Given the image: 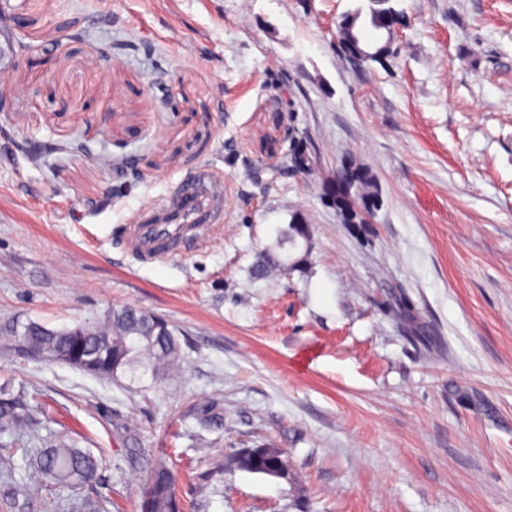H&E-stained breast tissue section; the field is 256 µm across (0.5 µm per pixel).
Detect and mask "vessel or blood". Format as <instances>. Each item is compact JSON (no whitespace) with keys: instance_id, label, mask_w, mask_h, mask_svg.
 <instances>
[{"instance_id":"b4317fda","label":"vessel or blood","mask_w":512,"mask_h":512,"mask_svg":"<svg viewBox=\"0 0 512 512\" xmlns=\"http://www.w3.org/2000/svg\"><path fill=\"white\" fill-rule=\"evenodd\" d=\"M223 221L224 181L204 166L161 202L141 207L127 234L143 257H170L189 250L211 225Z\"/></svg>"}]
</instances>
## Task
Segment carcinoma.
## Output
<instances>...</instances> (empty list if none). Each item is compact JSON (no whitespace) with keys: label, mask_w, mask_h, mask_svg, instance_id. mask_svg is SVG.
<instances>
[{"label":"carcinoma","mask_w":512,"mask_h":512,"mask_svg":"<svg viewBox=\"0 0 512 512\" xmlns=\"http://www.w3.org/2000/svg\"><path fill=\"white\" fill-rule=\"evenodd\" d=\"M392 0H368L366 8L358 7L342 15L336 37L349 38V22L361 16H385L398 19ZM350 194L335 193L331 200L346 224L360 223L357 208L364 204L381 206L372 173L352 159L349 162ZM310 229L302 219L283 227L274 225L268 243L252 274L256 279L271 280L291 269L307 266ZM13 337L23 345L39 351L52 361L63 362L98 377H115L128 371L151 374L157 378L180 367L181 346L175 330L161 317L140 308L124 306L109 309L102 315L77 322L72 327L48 328L30 321ZM204 429H220L224 416L214 404H205L194 414ZM32 421L30 409L20 394L0 388V434L15 435ZM28 471L50 480L60 488L81 487L94 490L101 460L88 448L74 442L59 441L41 449L34 457H25ZM177 499L175 478L163 461L156 462L143 484L140 512H173Z\"/></svg>","instance_id":"cac0c4a2"}]
</instances>
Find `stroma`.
<instances>
[{"instance_id": "obj_1", "label": "stroma", "mask_w": 512, "mask_h": 512, "mask_svg": "<svg viewBox=\"0 0 512 512\" xmlns=\"http://www.w3.org/2000/svg\"><path fill=\"white\" fill-rule=\"evenodd\" d=\"M357 4L0 0V385L34 415L0 444L91 449L100 512H139L160 459L185 512H512V0H393L399 52L361 68L336 46ZM292 134L308 173L276 168ZM348 156L382 196L363 226L328 198ZM205 165L223 223L142 259L126 225ZM296 215L306 270L250 277ZM124 305L176 330L179 372L97 377L6 334ZM266 442L292 482L210 478ZM24 480L0 473V512H82Z\"/></svg>"}]
</instances>
